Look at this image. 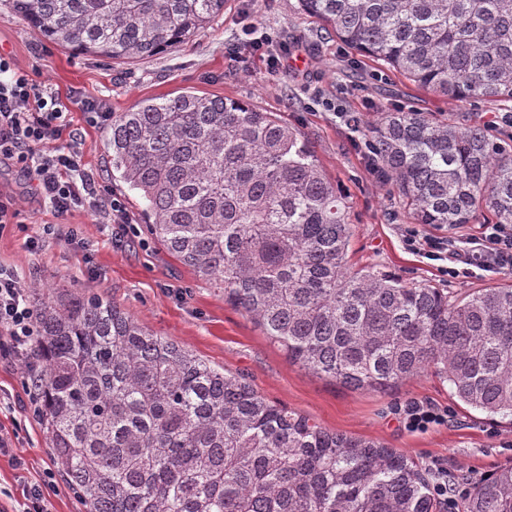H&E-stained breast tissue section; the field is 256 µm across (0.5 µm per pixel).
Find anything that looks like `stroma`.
Here are the masks:
<instances>
[{
    "mask_svg": "<svg viewBox=\"0 0 512 512\" xmlns=\"http://www.w3.org/2000/svg\"><path fill=\"white\" fill-rule=\"evenodd\" d=\"M274 31L291 55L274 68L243 30ZM0 56L55 92L71 112L77 146L87 167L121 195L134 221L122 241L112 240L94 212L78 210L67 225L75 241L52 240L29 249L51 209L33 195L16 168L0 164V191L23 202L24 221L0 232V266L26 283H53L55 294L91 291L107 297L145 327L166 336L206 362L242 376L261 396L319 422L326 429L384 443L426 471L435 463L452 477H477L512 465V421L492 418L461 403L447 380L425 375L385 393L343 387L288 361L250 317L224 301V291L169 255L143 218L139 195L112 178L105 130L86 123L82 103L103 101L123 112L144 98H166L184 89L243 101L272 113L311 146L328 179L344 196L352 226L348 261L375 266L405 281L454 292L512 283V271H479L466 279L445 274L448 260H432L406 246L403 231L415 224L392 185L381 182L369 161L364 125L382 113L411 108L450 121H490L512 113L484 100L452 102L409 81L340 43L303 12L299 0H226L224 13L191 41L133 65L76 54L40 38L0 0ZM361 124H346L345 115ZM31 385L19 365L0 358V434L10 437L26 465L0 455V506L13 508L24 484L42 486L52 512H85L59 472L46 429L30 407ZM412 401L449 409L445 426L405 430L399 419Z\"/></svg>",
    "mask_w": 512,
    "mask_h": 512,
    "instance_id": "stroma-1",
    "label": "stroma"
}]
</instances>
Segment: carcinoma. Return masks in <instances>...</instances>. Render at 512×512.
<instances>
[{
    "mask_svg": "<svg viewBox=\"0 0 512 512\" xmlns=\"http://www.w3.org/2000/svg\"><path fill=\"white\" fill-rule=\"evenodd\" d=\"M225 0H9L44 40L112 62L152 58ZM336 38L452 101L512 102V0H300ZM372 161L414 220L512 224V150L487 125L386 112ZM112 173L163 248L224 288L288 359L384 392L433 371L465 405L512 417V284L454 294L352 271L344 197L269 112L183 91L112 115ZM32 378L59 471L86 512H437L430 475L382 443L270 403L95 294L46 295ZM462 512H512V467Z\"/></svg>",
    "mask_w": 512,
    "mask_h": 512,
    "instance_id": "cac0c4a2",
    "label": "carcinoma"
}]
</instances>
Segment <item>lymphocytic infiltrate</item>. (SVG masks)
Listing matches in <instances>:
<instances>
[{
    "label": "lymphocytic infiltrate",
    "mask_w": 512,
    "mask_h": 512,
    "mask_svg": "<svg viewBox=\"0 0 512 512\" xmlns=\"http://www.w3.org/2000/svg\"><path fill=\"white\" fill-rule=\"evenodd\" d=\"M72 118L66 106L28 72L0 57V161L8 160L35 184V192L56 217L89 209L104 227L126 229L132 218L124 200L86 168L82 154L67 145ZM404 240L430 257L447 254L449 278L475 270H512V224H485L479 235L435 240L408 228ZM37 334L27 288L14 272L0 269V353L28 367Z\"/></svg>",
    "instance_id": "f902f5d3"
}]
</instances>
